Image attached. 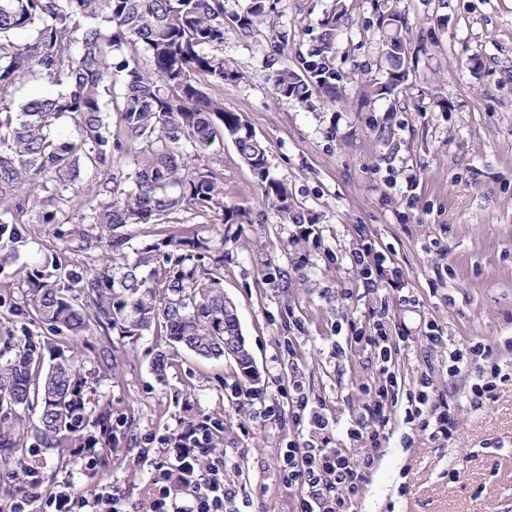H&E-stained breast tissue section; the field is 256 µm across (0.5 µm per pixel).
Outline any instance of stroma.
<instances>
[{
	"label": "stroma",
	"mask_w": 512,
	"mask_h": 512,
	"mask_svg": "<svg viewBox=\"0 0 512 512\" xmlns=\"http://www.w3.org/2000/svg\"><path fill=\"white\" fill-rule=\"evenodd\" d=\"M376 4L346 0L336 94L315 92L306 108L277 96L272 77L314 44L333 0H273L270 20L251 32L224 27L230 77L212 93L265 141L272 174L287 184L292 207L313 217L314 235L297 240V226L264 202L228 141L191 163L216 175L247 223L184 210L166 224L129 228L137 247L194 236L223 257L224 294L238 309L258 389L246 390L233 362L171 347L162 329L138 339L96 335L74 350L92 399L127 420L124 443L89 468L39 451L43 489L67 478L90 492L108 479L125 512H147L162 437L206 415L224 423V480L246 512H293L278 461L308 437L307 423L292 416L295 401L305 397L334 423L332 447H349L346 430L367 404L363 386L380 367L349 326L383 314L401 392L428 374L432 405L450 408L457 428L448 440L419 433L406 448L407 427L395 419L354 512H512V0H399L413 59L407 81L383 99L371 91L387 68ZM442 100L450 110L439 109ZM99 234L31 215L14 265L42 267L64 249L94 259L83 238ZM365 238L386 257L371 291L349 260ZM394 269L404 290L388 285ZM427 320L446 330L450 347L492 346L505 378L483 410L463 395L470 373L449 374V347L422 335ZM158 349L170 354L161 376L150 367Z\"/></svg>",
	"instance_id": "obj_1"
}]
</instances>
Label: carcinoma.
Segmentation results:
<instances>
[{"mask_svg":"<svg viewBox=\"0 0 512 512\" xmlns=\"http://www.w3.org/2000/svg\"><path fill=\"white\" fill-rule=\"evenodd\" d=\"M271 0H250L229 21L244 32L266 20ZM224 0H0V242L21 239L18 225L38 210L46 224L102 228L84 239L101 255L88 263L65 253L49 267L14 271L21 302H10L17 336L0 343V467L21 472L45 448L60 458L74 448L118 446L122 421L88 395V381L66 340L95 331L130 338L160 325L172 343L207 359L224 357V258L200 240L170 237L136 248L128 227L166 224L184 209L212 211L225 224L246 212L224 204V189L192 155L231 141L286 224L312 218L288 203L272 176L268 151L245 119L224 110L207 87L224 83ZM338 17L321 20L318 43L278 71L277 95L308 105L312 90L335 89ZM389 95L408 77L409 23L389 0L378 14ZM149 53L144 64L137 52ZM45 82L51 95L13 98L17 84ZM120 131L112 132V113ZM63 116L75 135L63 139ZM99 176L91 195L75 187L81 172ZM43 326L35 335L28 324ZM48 368H43V365ZM36 409L31 422L23 413Z\"/></svg>","mask_w":512,"mask_h":512,"instance_id":"carcinoma-1","label":"carcinoma"}]
</instances>
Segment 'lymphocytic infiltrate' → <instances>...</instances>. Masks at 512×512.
<instances>
[{"label":"lymphocytic infiltrate","mask_w":512,"mask_h":512,"mask_svg":"<svg viewBox=\"0 0 512 512\" xmlns=\"http://www.w3.org/2000/svg\"><path fill=\"white\" fill-rule=\"evenodd\" d=\"M356 338L378 349L382 361L378 384L367 389L370 402L366 413L347 431L348 437L363 441L365 447L356 457L346 449L329 447V419L309 409L305 398H298L295 418L307 420L312 433L302 446L284 452L278 469L282 482L299 490L296 512H352L354 502L364 493L367 475L378 459L380 440L398 402L396 377L388 367L387 326L382 320H374L357 329ZM465 367L473 368L475 374L465 396L471 406L482 408L492 399L500 373L491 347L479 343L466 352L450 349L449 372L457 373ZM431 386L428 377H420L418 389L407 395L403 421L410 431H427L431 436L445 438L452 433L455 421L451 413L426 411L427 390ZM209 430V419L199 418L183 431L178 443L167 444L162 458L153 462L154 498L150 512H231L236 494L224 481L227 463L223 450L205 443ZM21 480L27 490L9 497L6 512H123L120 490L109 484L89 495L65 479L45 494L34 466L23 470Z\"/></svg>","instance_id":"1"}]
</instances>
